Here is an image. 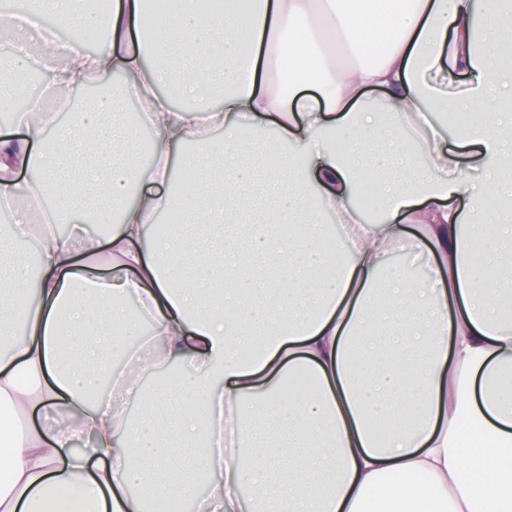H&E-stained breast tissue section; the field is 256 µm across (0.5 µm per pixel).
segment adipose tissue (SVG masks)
<instances>
[{"label": "adipose tissue", "instance_id": "ef3b65f1", "mask_svg": "<svg viewBox=\"0 0 512 512\" xmlns=\"http://www.w3.org/2000/svg\"><path fill=\"white\" fill-rule=\"evenodd\" d=\"M74 8L15 0L0 25V87L123 80L0 140V198L55 201L36 268L0 237V330L24 328L0 512H512V0H171L179 41L152 46L144 0ZM452 111L474 115L453 137ZM263 130L283 149L260 174ZM175 207L206 246L150 237ZM403 245L427 280L389 266Z\"/></svg>", "mask_w": 512, "mask_h": 512}]
</instances>
